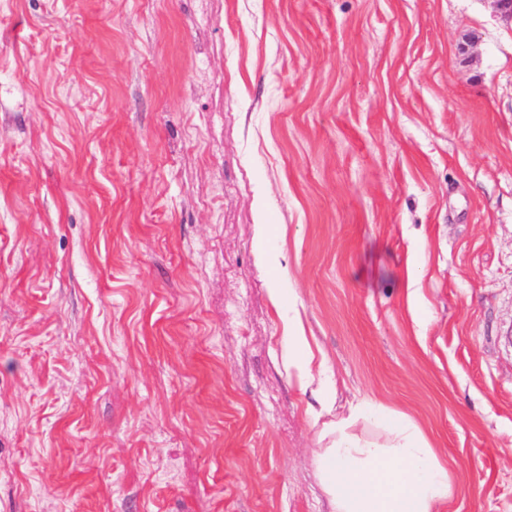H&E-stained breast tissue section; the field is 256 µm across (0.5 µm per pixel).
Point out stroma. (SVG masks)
Listing matches in <instances>:
<instances>
[{"label": "stroma", "instance_id": "35a3bbf8", "mask_svg": "<svg viewBox=\"0 0 512 512\" xmlns=\"http://www.w3.org/2000/svg\"><path fill=\"white\" fill-rule=\"evenodd\" d=\"M292 320L512 512L492 0H0V512H331Z\"/></svg>", "mask_w": 512, "mask_h": 512}]
</instances>
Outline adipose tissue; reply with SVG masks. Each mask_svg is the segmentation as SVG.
<instances>
[{"label":"adipose tissue","instance_id":"adipose-tissue-1","mask_svg":"<svg viewBox=\"0 0 512 512\" xmlns=\"http://www.w3.org/2000/svg\"><path fill=\"white\" fill-rule=\"evenodd\" d=\"M288 368L318 402L316 467L331 512H437L453 494L448 469L422 430L406 415L360 400L343 415L336 393L313 372L306 336L291 329Z\"/></svg>","mask_w":512,"mask_h":512}]
</instances>
